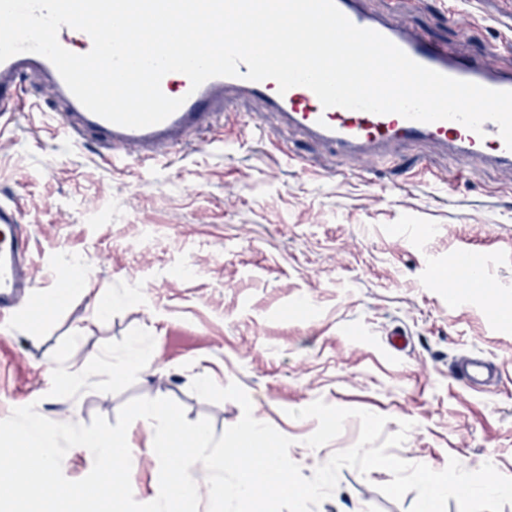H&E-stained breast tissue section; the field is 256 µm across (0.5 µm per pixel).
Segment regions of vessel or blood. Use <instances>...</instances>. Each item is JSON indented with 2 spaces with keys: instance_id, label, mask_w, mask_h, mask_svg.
<instances>
[{
  "instance_id": "obj_1",
  "label": "vessel or blood",
  "mask_w": 512,
  "mask_h": 512,
  "mask_svg": "<svg viewBox=\"0 0 512 512\" xmlns=\"http://www.w3.org/2000/svg\"><path fill=\"white\" fill-rule=\"evenodd\" d=\"M335 2L353 24L382 34L417 63L452 78L512 91V70L496 68L488 55L461 54L401 19L369 12L362 0ZM58 40L77 54L87 53L92 47L86 33L67 26L61 27ZM239 71L236 77L211 78L195 90L186 75L167 74L161 88L169 97L182 98V106L158 124L128 128L87 110L49 59L23 52L0 62V122L13 121L15 113L24 110L28 91L46 86L53 92L50 110L60 136L73 142L96 140L106 150L105 162L115 165L127 160L161 163L176 147H223L224 139L217 130L225 112L231 111L237 101L251 99L262 102L279 125L362 167L372 158L405 144H433L455 155L512 167V150L506 148L494 122H485L478 134L452 120L424 123L396 113L378 115L337 106L326 109L307 87L296 86L282 94L274 80H247L248 68L244 65ZM24 223L25 209L19 201L0 202V318L13 316L32 293L31 255ZM477 280L484 281L489 288L494 285L485 276L484 262L471 251H460L448 280L449 287L456 290ZM495 374L494 366L483 358L464 360L455 370L456 379L474 392L483 385L485 377Z\"/></svg>"
}]
</instances>
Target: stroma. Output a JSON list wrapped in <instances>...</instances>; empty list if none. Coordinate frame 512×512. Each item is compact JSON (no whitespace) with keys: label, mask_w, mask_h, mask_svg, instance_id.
<instances>
[{"label":"stroma","mask_w":512,"mask_h":512,"mask_svg":"<svg viewBox=\"0 0 512 512\" xmlns=\"http://www.w3.org/2000/svg\"><path fill=\"white\" fill-rule=\"evenodd\" d=\"M466 55L495 50L512 68V0H364ZM47 109L19 113L0 138V200L19 199L33 246L34 296L0 326V418L35 405L58 422H115L135 398L178 402L215 435L241 406L213 403L193 379L237 382L254 417L292 439L304 477L352 447L357 419L329 444L305 440L314 419L292 409L315 400L386 416L385 433L412 422L394 455L434 470L458 459L492 462L512 477V168L402 145L370 171L277 129L261 102L236 105L221 136L228 151L190 148L169 164L112 166L99 145L54 137ZM271 140L252 138L253 125ZM467 249L506 283L457 297L440 275ZM79 260L82 287L40 313ZM108 302L102 316L94 307ZM406 333L393 351L390 330ZM140 342L147 366L114 378L102 362ZM479 352L498 367L487 392L453 376ZM84 371L71 392L61 374ZM383 469H342L313 512H410L416 491L382 494Z\"/></svg>","instance_id":"35a3bbf8"}]
</instances>
